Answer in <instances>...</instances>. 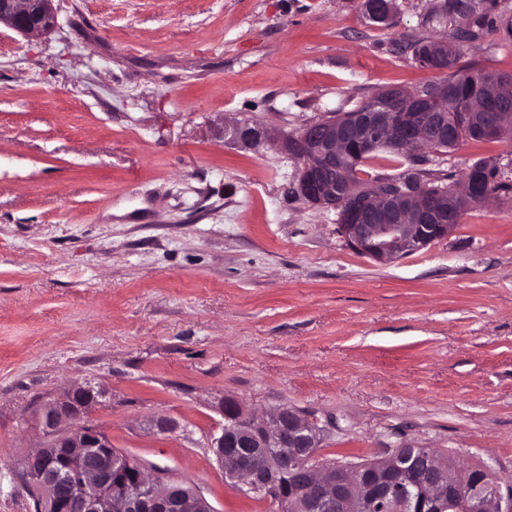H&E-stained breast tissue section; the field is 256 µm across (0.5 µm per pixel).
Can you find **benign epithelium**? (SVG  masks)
<instances>
[{"instance_id": "7a95c632", "label": "benign epithelium", "mask_w": 512, "mask_h": 512, "mask_svg": "<svg viewBox=\"0 0 512 512\" xmlns=\"http://www.w3.org/2000/svg\"><path fill=\"white\" fill-rule=\"evenodd\" d=\"M53 0H0V24L41 36L56 26ZM364 10L378 23L391 18V0H366ZM429 52L448 69L454 47L432 42ZM450 106L448 84L417 92L388 89L369 112L332 114L285 136L281 149L300 163L296 192L308 203L336 213L346 244L379 263H391L448 237L459 212L477 194L480 169H465L452 191L430 190L419 178L383 179L358 194L352 181V153L361 143L386 141L412 158L431 142L448 144V114L428 105ZM478 125L482 140L512 134V110L484 108L460 113ZM266 130L248 123L233 128L243 146L257 145ZM103 391L89 383L38 405L42 437L24 459L26 489L39 492L53 512H215L198 490L140 467L127 469L108 434L88 420ZM224 427L211 441L224 477L289 512H512V488L489 483L485 466L447 468L429 449L394 448L368 465L320 461V429L300 412L282 406L264 419L245 417L233 401L222 407Z\"/></svg>"}]
</instances>
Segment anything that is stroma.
Returning <instances> with one entry per match:
<instances>
[{"mask_svg": "<svg viewBox=\"0 0 512 512\" xmlns=\"http://www.w3.org/2000/svg\"><path fill=\"white\" fill-rule=\"evenodd\" d=\"M393 2L387 26L360 0H54L48 34L0 26V512H36L34 407L80 382L114 448L216 512L275 510L215 460L227 399L302 411L323 458L434 448L512 486V196L380 264L294 194L295 158L219 133L438 82L409 44L448 39L445 0ZM462 62L512 76V40ZM486 159L512 178V139L429 167Z\"/></svg>", "mask_w": 512, "mask_h": 512, "instance_id": "35a3bbf8", "label": "stroma"}]
</instances>
